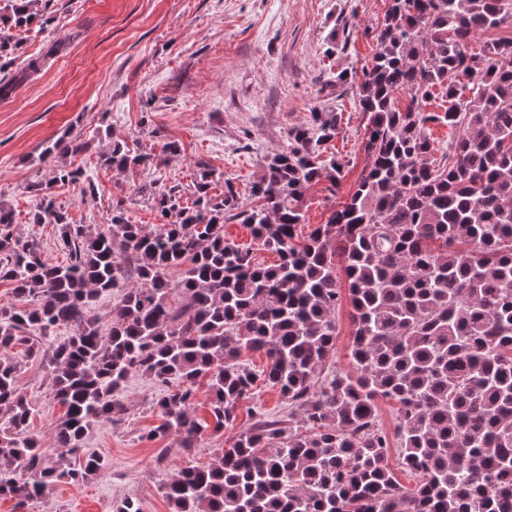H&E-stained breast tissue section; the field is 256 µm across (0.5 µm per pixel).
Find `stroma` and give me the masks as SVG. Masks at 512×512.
Returning <instances> with one entry per match:
<instances>
[{
  "instance_id": "1",
  "label": "stroma",
  "mask_w": 512,
  "mask_h": 512,
  "mask_svg": "<svg viewBox=\"0 0 512 512\" xmlns=\"http://www.w3.org/2000/svg\"><path fill=\"white\" fill-rule=\"evenodd\" d=\"M44 29L18 34L14 70L26 76L0 97V204L14 212L15 231L35 239L44 257L64 262L53 225L31 221L33 183L52 184L71 223L109 224L122 204L131 221L154 225L155 208L141 191L150 181L191 186L198 166L213 171L216 189L232 182L246 192L264 160L288 145V131L309 123L314 110L342 120L329 149L343 165L336 192L326 184L306 195L302 232L325 223L368 162V117L355 87L326 89L331 73L361 72L376 52L374 34L389 0H41ZM341 49L328 54L330 42ZM88 141L86 152L39 162L62 137ZM121 141L151 154L152 167L116 175L101 156ZM177 142L179 154L165 150ZM81 170L95 195L53 184L57 164ZM49 353L23 361L16 385L34 408L31 431L47 463L60 450L55 426L64 409L51 393ZM163 388L148 376H129L119 395L123 420L99 422L84 448L103 456L104 471L74 485L61 482L41 499H0V512H113L121 500H139L142 512H169L161 481L177 469L203 467L214 449L251 424L255 410L283 416L278 390L255 389L235 426L208 432L202 447L183 450L176 437L146 440L159 417L153 402Z\"/></svg>"
}]
</instances>
